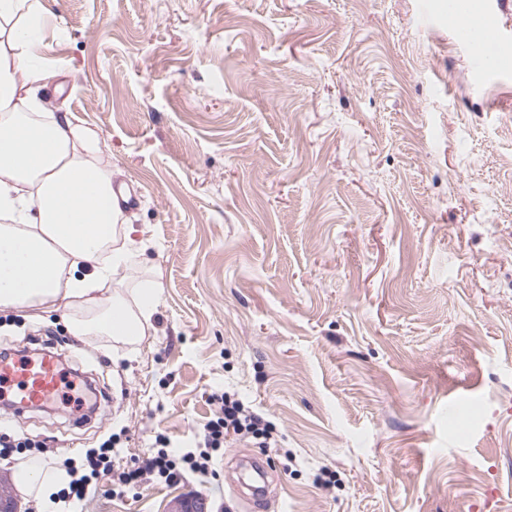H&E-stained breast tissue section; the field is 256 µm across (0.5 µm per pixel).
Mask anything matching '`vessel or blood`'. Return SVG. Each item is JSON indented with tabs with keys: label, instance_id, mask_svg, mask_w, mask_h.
Returning a JSON list of instances; mask_svg holds the SVG:
<instances>
[{
	"label": "vessel or blood",
	"instance_id": "obj_1",
	"mask_svg": "<svg viewBox=\"0 0 512 512\" xmlns=\"http://www.w3.org/2000/svg\"><path fill=\"white\" fill-rule=\"evenodd\" d=\"M488 52L501 71L512 70V41L499 29L487 34ZM70 383L60 360L48 352L27 358H0V393L10 396L13 411L24 413L55 404L65 397Z\"/></svg>",
	"mask_w": 512,
	"mask_h": 512
}]
</instances>
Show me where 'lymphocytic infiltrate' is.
Here are the masks:
<instances>
[{
    "label": "lymphocytic infiltrate",
    "mask_w": 512,
    "mask_h": 512,
    "mask_svg": "<svg viewBox=\"0 0 512 512\" xmlns=\"http://www.w3.org/2000/svg\"><path fill=\"white\" fill-rule=\"evenodd\" d=\"M210 400L217 411L202 432L193 436L189 447L175 445L160 433L155 438V448L146 457L121 469L112 465L113 442L109 439L99 447L87 449L80 457L67 459L72 479L58 492L59 502L68 508L77 507L93 488L103 484L113 490H140L151 481L175 483L189 473L208 475L212 471L214 454L223 451L231 440L250 438L258 447L278 448L279 439L268 422L245 410L239 399L224 392L211 394Z\"/></svg>",
    "instance_id": "lymphocytic-infiltrate-1"
}]
</instances>
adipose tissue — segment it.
I'll return each instance as SVG.
<instances>
[{"label": "adipose tissue", "instance_id": "1", "mask_svg": "<svg viewBox=\"0 0 512 512\" xmlns=\"http://www.w3.org/2000/svg\"><path fill=\"white\" fill-rule=\"evenodd\" d=\"M49 0H0V309L30 319L61 313L75 336L134 345L151 326L158 286L114 287L129 260L152 266L114 189L99 135L71 112L47 111L41 92L57 67L42 52ZM24 497L48 512L65 469L13 465Z\"/></svg>", "mask_w": 512, "mask_h": 512}]
</instances>
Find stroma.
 <instances>
[{
	"label": "stroma",
	"instance_id": "35a3bbf8",
	"mask_svg": "<svg viewBox=\"0 0 512 512\" xmlns=\"http://www.w3.org/2000/svg\"><path fill=\"white\" fill-rule=\"evenodd\" d=\"M49 110L96 131L157 265L149 336L77 337L7 309L108 394L12 426L48 453L118 433L125 466L235 392L282 456L99 491L85 512L199 495L252 512H512V72L478 66L448 0H51Z\"/></svg>",
	"mask_w": 512,
	"mask_h": 512
}]
</instances>
